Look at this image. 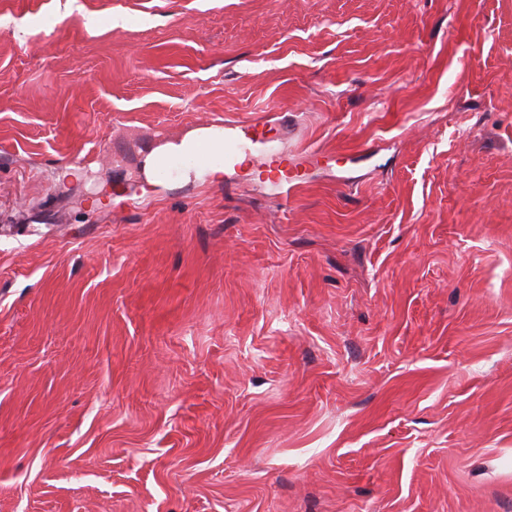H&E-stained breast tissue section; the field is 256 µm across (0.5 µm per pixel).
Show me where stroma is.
<instances>
[{
	"mask_svg": "<svg viewBox=\"0 0 512 512\" xmlns=\"http://www.w3.org/2000/svg\"><path fill=\"white\" fill-rule=\"evenodd\" d=\"M78 3L0 0V512H512V0ZM231 127H224V134L215 136L211 129H197L187 133L179 143H167L155 148L145 159L144 171L148 180L156 177L155 168L165 152H183L190 149L195 142H203L214 151L224 150V162L229 167H235L247 161L249 148L230 131ZM243 159V161H241Z\"/></svg>",
	"mask_w": 512,
	"mask_h": 512,
	"instance_id": "obj_1",
	"label": "stroma"
}]
</instances>
